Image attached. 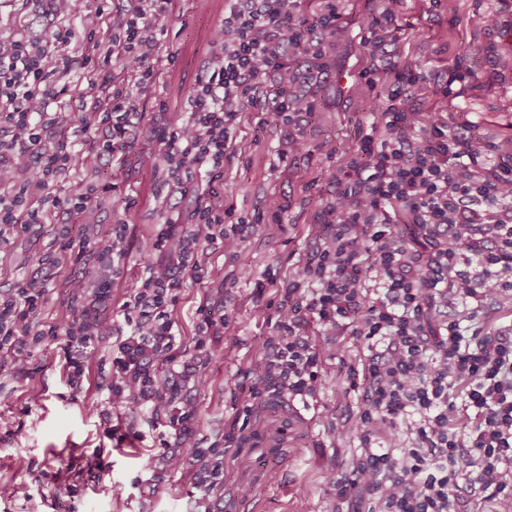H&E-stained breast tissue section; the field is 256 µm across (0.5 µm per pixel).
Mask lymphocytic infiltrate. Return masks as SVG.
<instances>
[{
    "label": "lymphocytic infiltrate",
    "mask_w": 512,
    "mask_h": 512,
    "mask_svg": "<svg viewBox=\"0 0 512 512\" xmlns=\"http://www.w3.org/2000/svg\"><path fill=\"white\" fill-rule=\"evenodd\" d=\"M49 29L0 41V247L41 224L56 227L46 270L79 264L62 324H45L47 280L29 277L0 290V377L26 375L43 337L62 335L56 353L69 385L106 358L110 424L116 407H148L164 418L162 471L193 466L194 512H217L224 456L205 444L186 389L207 381L208 352L183 354L174 319L187 280L207 278L215 255L234 256L248 219L229 224L225 168L250 141L246 124L279 132L280 158L298 152L316 110L313 87L335 65L343 39L339 0H228L204 72L182 122L145 125L141 95L174 61L164 20L182 0H88L81 28L76 0H41ZM404 0H376L361 22L360 75L383 105L355 149L328 167L337 192L327 213L333 232L300 277L280 283L279 319L261 359L263 388L240 390L233 407L249 417L262 401L307 404L321 383V341L342 339L360 354L343 362L362 391L353 429L359 446L326 480L334 512H469L457 494L466 476L486 496H512V340L480 324L484 303L512 306V148L451 128L456 89L471 71L450 67L431 80L400 45ZM91 67V106L78 138L60 131L50 109L58 74ZM439 111L420 110L426 91ZM153 145L167 194L150 260L118 315L109 355L99 338L103 311L123 255L124 222L101 231L97 214L112 188L98 178L103 157L123 164L140 139ZM189 207H182V200ZM86 228L74 237L65 218ZM455 305L453 317L442 308ZM474 413L458 431L460 409Z\"/></svg>",
    "instance_id": "f902f5d3"
}]
</instances>
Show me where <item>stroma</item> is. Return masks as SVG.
<instances>
[{"mask_svg":"<svg viewBox=\"0 0 512 512\" xmlns=\"http://www.w3.org/2000/svg\"><path fill=\"white\" fill-rule=\"evenodd\" d=\"M366 0H342L346 38L336 47V68L314 89L315 117L305 146L293 157L279 159V135L259 132L257 144L235 158L224 183V204L235 216L258 219L236 257L216 258L228 291L225 307L213 317L227 316L218 336H196L202 284L188 282L175 306L181 348L194 353L205 345L210 353L209 381L190 396L197 408L201 436L214 437L235 425L233 397L241 385L258 381L254 370L275 329L280 296L277 278L299 275L306 258L330 232L325 206L334 195L326 181L330 163H344L356 145L359 126L381 101L367 90L360 72L364 59L358 22ZM225 0H187L181 18L163 23L164 40L175 59L155 93L140 97L146 123L158 115L164 100L166 121L185 119V102L209 56L213 36L224 18ZM499 14L502 27L486 31L478 19ZM409 23L405 46L430 75L445 73L456 58L472 61L473 76L453 114L455 126L486 134L512 146V77L492 65L487 49L512 51V0H453L440 9L428 0H406ZM87 85V70L73 65L59 75L61 93L52 103L64 127L78 130L80 111L72 94ZM151 149L141 141L122 169L104 159L101 177L115 189L99 214L103 228L126 218L122 272L112 280V304L120 306L141 275L149 239L162 220L158 197L163 189L152 172ZM136 205L126 209L125 196ZM54 239V227L11 238L0 256V286L39 273V258ZM324 386L316 408L285 410L262 406L249 417L238 444L224 451V494L251 488L247 502L235 512H333L336 502L325 481L340 469L358 446L355 432L343 444L332 438L335 422L345 421L358 404L349 389L339 356L355 357L341 343L323 344ZM54 348L38 346L25 377L0 380V487L22 486L21 497L0 496V512H189L197 493L194 473L185 469L156 473L149 462L153 441L165 434L164 423L143 408L116 410L113 435H106L99 412L105 406L108 381L101 365L89 363L82 390H74L56 367ZM102 466L99 480L79 481L75 470Z\"/></svg>","mask_w":512,"mask_h":512,"instance_id":"1","label":"stroma"}]
</instances>
